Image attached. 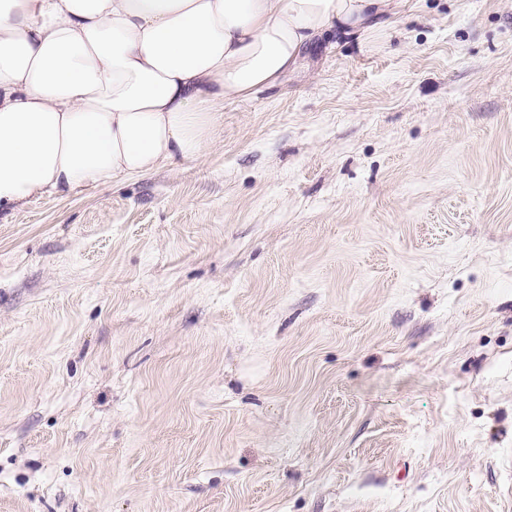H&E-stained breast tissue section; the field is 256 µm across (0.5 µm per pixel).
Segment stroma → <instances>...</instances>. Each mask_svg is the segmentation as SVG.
Wrapping results in <instances>:
<instances>
[{
	"label": "stroma",
	"instance_id": "35a3bbf8",
	"mask_svg": "<svg viewBox=\"0 0 512 512\" xmlns=\"http://www.w3.org/2000/svg\"><path fill=\"white\" fill-rule=\"evenodd\" d=\"M212 139L0 221V512H512V0Z\"/></svg>",
	"mask_w": 512,
	"mask_h": 512
}]
</instances>
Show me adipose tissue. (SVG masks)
Masks as SVG:
<instances>
[{
    "instance_id": "obj_1",
    "label": "adipose tissue",
    "mask_w": 512,
    "mask_h": 512,
    "mask_svg": "<svg viewBox=\"0 0 512 512\" xmlns=\"http://www.w3.org/2000/svg\"><path fill=\"white\" fill-rule=\"evenodd\" d=\"M410 0H0V215L198 159L215 104Z\"/></svg>"
}]
</instances>
